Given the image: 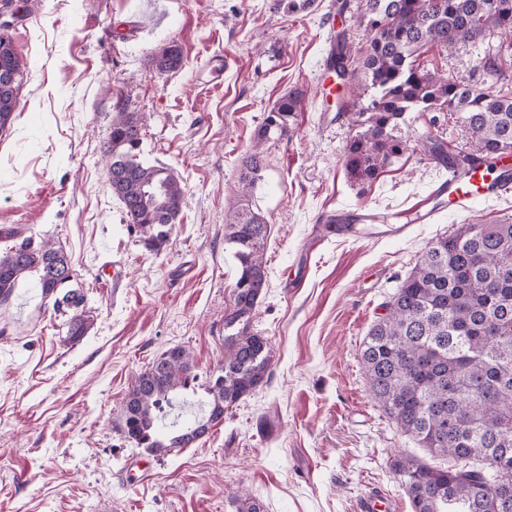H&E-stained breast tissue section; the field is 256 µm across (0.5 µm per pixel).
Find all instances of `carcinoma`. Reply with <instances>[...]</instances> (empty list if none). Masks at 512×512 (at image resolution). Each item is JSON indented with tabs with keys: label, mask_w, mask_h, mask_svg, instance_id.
<instances>
[{
	"label": "carcinoma",
	"mask_w": 512,
	"mask_h": 512,
	"mask_svg": "<svg viewBox=\"0 0 512 512\" xmlns=\"http://www.w3.org/2000/svg\"><path fill=\"white\" fill-rule=\"evenodd\" d=\"M359 23L369 39L360 55L336 35L334 72L348 94L342 109H358L362 130L345 145L343 166L365 183L378 177L391 159L408 149L398 135L407 112L448 110L475 143L462 151L437 136L422 139L425 150L465 173L512 153V95L495 90L508 76L499 51L488 45L479 67L482 78L463 81L420 61L427 51L448 53L512 31V0H366ZM183 58L167 47L154 59L159 73L176 70ZM16 73L0 83V130L13 120L23 71L15 50L0 54V68ZM372 90L368 104L359 89ZM302 92L280 97L257 128L253 144L237 163L241 194L262 179L263 146L290 136ZM142 117L117 108L104 149L112 193L124 206L126 224L142 235L146 249L160 252L184 203L183 180L172 168L141 159ZM268 224L242 205L230 206L224 241L238 263L234 305L224 313V365L206 386V416L159 435V415L171 393L197 380L190 352L173 346L137 373L123 399V437L151 454L186 448L223 422L224 411L251 396L268 376L267 340L250 331L266 294L264 258ZM0 236L12 245L0 252V303L19 281L36 276L41 295L73 310L67 339L78 342L92 326L85 295L68 288L71 259L51 242L8 229ZM372 399L400 431L436 456L454 462L437 468L398 459L412 512L497 511L498 482H512V222L463 224L452 236L428 245L417 265L401 280L384 314L369 328L360 351Z\"/></svg>",
	"instance_id": "obj_1"
}]
</instances>
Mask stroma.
Here are the masks:
<instances>
[{"mask_svg": "<svg viewBox=\"0 0 512 512\" xmlns=\"http://www.w3.org/2000/svg\"><path fill=\"white\" fill-rule=\"evenodd\" d=\"M307 9L288 0H12L24 67L14 120L0 131V231L52 240L71 258L93 325L66 338L71 312L42 298L35 277L0 305V512H237L235 492L266 512H356L377 491L410 512L393 463L437 458L404 435L371 398L361 343L424 248L464 224L512 218V197L411 224L395 237L354 239L321 212H381L425 194L438 174L420 140L463 146L450 112H408L410 148L373 182L350 180L343 148L355 118L324 90L331 29L353 48L365 0ZM144 33L125 32L131 16ZM178 46L180 69L153 59ZM233 56L234 66L213 70ZM305 92L290 138L265 146L249 198L269 225L268 288L250 324L264 336L266 382L181 451L152 455L118 430L133 376L166 349L191 354L196 392L166 420L184 425L208 400L224 362V313L236 262L224 242L225 206L238 196L236 159L268 109ZM144 116L147 162L174 168L185 201L163 250L128 230L103 148L117 103ZM120 284H113V274Z\"/></svg>", "mask_w": 512, "mask_h": 512, "instance_id": "obj_1", "label": "stroma"}]
</instances>
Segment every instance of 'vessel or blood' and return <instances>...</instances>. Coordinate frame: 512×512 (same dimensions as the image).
Segmentation results:
<instances>
[{
    "instance_id": "b4317fda",
    "label": "vessel or blood",
    "mask_w": 512,
    "mask_h": 512,
    "mask_svg": "<svg viewBox=\"0 0 512 512\" xmlns=\"http://www.w3.org/2000/svg\"><path fill=\"white\" fill-rule=\"evenodd\" d=\"M512 194V164L499 161L495 167L480 166L468 174L446 168L439 174L430 192L417 197L407 211L414 223H433L440 213L462 212L477 201H492ZM327 223L339 225L341 231L354 236L372 234L383 229L385 234L396 235L402 228L390 224L386 217L368 208L342 206L326 218Z\"/></svg>"
}]
</instances>
